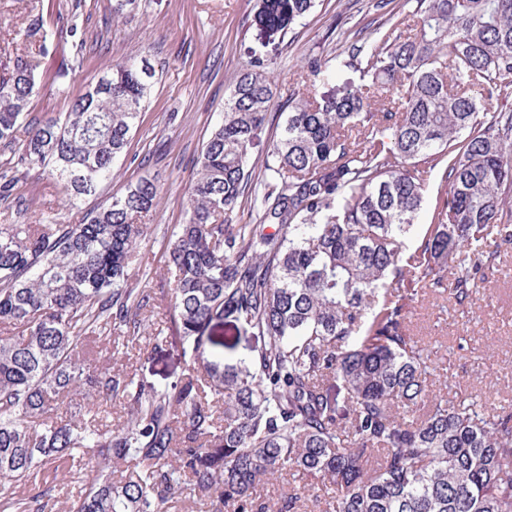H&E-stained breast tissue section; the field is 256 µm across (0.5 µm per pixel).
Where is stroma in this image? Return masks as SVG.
<instances>
[{
	"mask_svg": "<svg viewBox=\"0 0 512 512\" xmlns=\"http://www.w3.org/2000/svg\"><path fill=\"white\" fill-rule=\"evenodd\" d=\"M374 0H319L316 9L284 35L260 36V0H140L115 14L116 0H43L44 25L54 35L55 55L41 61L43 74L34 95L32 118L68 112L98 73L113 62L148 58L156 69L152 97L112 178L80 208H69L57 182L32 164L19 167V197L10 201L16 224H76L84 212L122 195L139 178L161 187L150 229L130 270L141 288L165 287L160 262L169 228L185 222L183 197L195 159L224 109V99L240 70L261 59L284 104L307 86L310 58L328 61L375 37ZM81 56L82 68L66 84L54 72L61 56ZM147 163H140V156ZM437 368L434 387L450 397L465 390L489 410L512 409V248L487 271L477 304L462 311L447 295L425 294L410 315ZM140 375L156 383L173 380L185 362L178 353L150 358L129 352Z\"/></svg>",
	"mask_w": 512,
	"mask_h": 512,
	"instance_id": "1",
	"label": "stroma"
}]
</instances>
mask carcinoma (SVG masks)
<instances>
[{"instance_id":"cac0c4a2","label":"carcinoma","mask_w":512,"mask_h":512,"mask_svg":"<svg viewBox=\"0 0 512 512\" xmlns=\"http://www.w3.org/2000/svg\"><path fill=\"white\" fill-rule=\"evenodd\" d=\"M316 0H262L269 36ZM336 65L363 84L288 104L249 198L250 145L274 92L248 62L197 158L187 219L162 253L169 288L131 282L160 188L148 178L80 224H12L0 214V512H165L175 496L206 512H512V411L432 392L436 367L410 329L426 292L474 305L484 273L512 246V0H417L412 22ZM13 66L0 75V200L13 169L40 165L70 205L112 178L154 87L148 59L90 83L58 119L28 110L40 59L54 52L41 0H18ZM444 195L420 244L405 238L428 173ZM256 223L237 224L243 200ZM164 303V326L152 329ZM231 318L246 358L208 359L207 329ZM191 354L156 386L119 363ZM121 406L117 422L100 415ZM303 486L274 497L260 482Z\"/></svg>"}]
</instances>
